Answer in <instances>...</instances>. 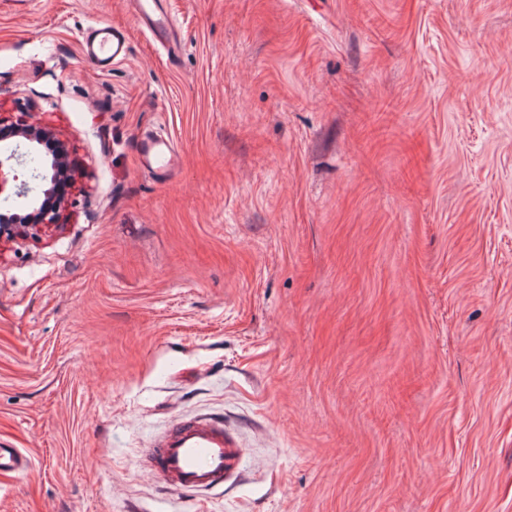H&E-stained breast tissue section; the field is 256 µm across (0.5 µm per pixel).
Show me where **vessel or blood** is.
Masks as SVG:
<instances>
[{"mask_svg":"<svg viewBox=\"0 0 512 512\" xmlns=\"http://www.w3.org/2000/svg\"><path fill=\"white\" fill-rule=\"evenodd\" d=\"M139 22L150 40L163 49L176 43L174 24L161 0H134ZM129 51L125 35L109 24L91 28L83 54L100 72L111 71ZM138 160L142 167L169 172L180 164L174 149L158 139L141 140ZM241 451L227 435L222 422L202 416L169 428L148 450V461L165 489L216 495L237 470ZM33 466L32 456L21 448L0 447V473H23Z\"/></svg>","mask_w":512,"mask_h":512,"instance_id":"1","label":"vessel or blood"}]
</instances>
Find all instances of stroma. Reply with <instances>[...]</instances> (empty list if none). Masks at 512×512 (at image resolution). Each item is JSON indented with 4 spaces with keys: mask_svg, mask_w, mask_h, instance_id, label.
Wrapping results in <instances>:
<instances>
[{
    "mask_svg": "<svg viewBox=\"0 0 512 512\" xmlns=\"http://www.w3.org/2000/svg\"><path fill=\"white\" fill-rule=\"evenodd\" d=\"M164 3L172 53L132 0H0V115L77 169L0 242V512H512V0ZM197 415L219 496L145 458ZM82 51L98 71L105 73L112 70V65L126 58L129 44L120 30L100 23L92 27L85 37ZM28 113L20 112L14 120L10 121L15 134L27 140L32 150L36 149V145H43L52 139V135L47 130L30 123ZM138 160L144 168L163 172H170L180 164L179 156L168 143L150 138L140 141ZM240 459L224 423L202 416L176 423L148 449L150 467L165 489L195 494L224 492ZM33 466L32 456L23 448L0 447V473H24Z\"/></svg>",
    "mask_w": 512,
    "mask_h": 512,
    "instance_id": "obj_1",
    "label": "stroma"
}]
</instances>
